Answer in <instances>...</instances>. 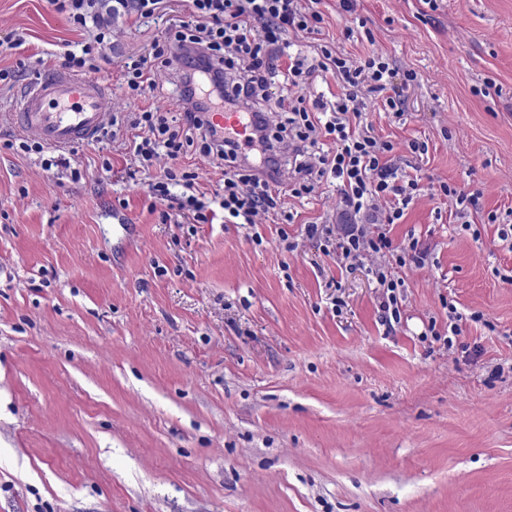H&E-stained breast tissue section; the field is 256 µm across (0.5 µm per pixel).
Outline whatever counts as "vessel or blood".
I'll list each match as a JSON object with an SVG mask.
<instances>
[{
  "mask_svg": "<svg viewBox=\"0 0 512 512\" xmlns=\"http://www.w3.org/2000/svg\"><path fill=\"white\" fill-rule=\"evenodd\" d=\"M109 88L103 82L78 77L66 70L33 80L23 91L16 126L48 147L68 149L95 141L108 119ZM210 120L224 138L246 143L256 122L241 106L214 112Z\"/></svg>",
  "mask_w": 512,
  "mask_h": 512,
  "instance_id": "obj_1",
  "label": "vessel or blood"
}]
</instances>
